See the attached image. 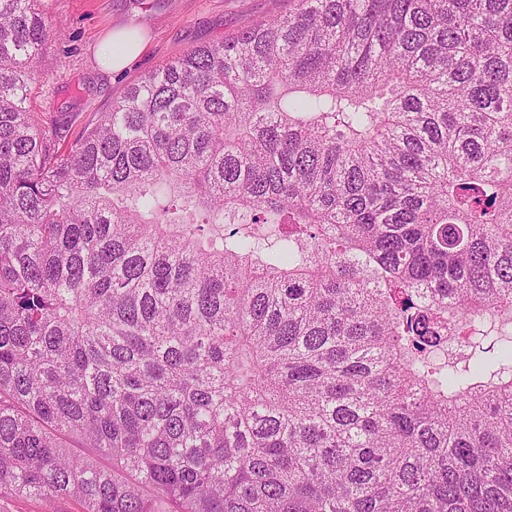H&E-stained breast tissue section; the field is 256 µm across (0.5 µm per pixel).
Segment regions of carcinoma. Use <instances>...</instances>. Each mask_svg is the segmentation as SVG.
<instances>
[{
	"mask_svg": "<svg viewBox=\"0 0 512 512\" xmlns=\"http://www.w3.org/2000/svg\"><path fill=\"white\" fill-rule=\"evenodd\" d=\"M49 36L0 0V495L512 512V0H290L71 139Z\"/></svg>",
	"mask_w": 512,
	"mask_h": 512,
	"instance_id": "cac0c4a2",
	"label": "carcinoma"
}]
</instances>
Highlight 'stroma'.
Masks as SVG:
<instances>
[{
  "label": "stroma",
  "mask_w": 512,
  "mask_h": 512,
  "mask_svg": "<svg viewBox=\"0 0 512 512\" xmlns=\"http://www.w3.org/2000/svg\"><path fill=\"white\" fill-rule=\"evenodd\" d=\"M287 7L288 0H40L55 37L42 50L29 106L44 126L78 131L143 74ZM118 29L136 31L145 48L126 69L112 72L98 51Z\"/></svg>",
  "instance_id": "obj_1"
}]
</instances>
